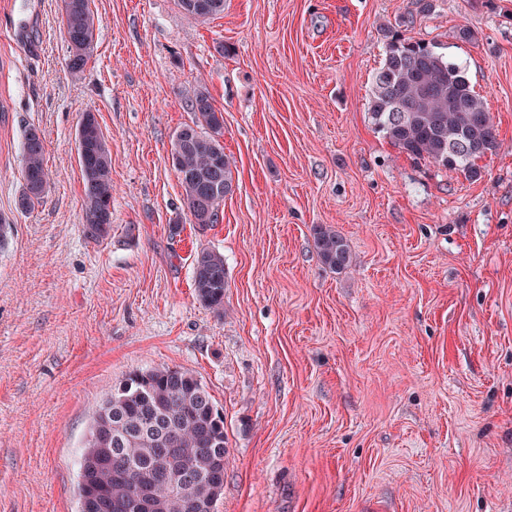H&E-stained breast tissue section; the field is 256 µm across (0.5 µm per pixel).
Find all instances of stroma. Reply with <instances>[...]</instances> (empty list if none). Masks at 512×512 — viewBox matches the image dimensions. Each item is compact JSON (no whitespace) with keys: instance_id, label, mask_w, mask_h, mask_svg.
<instances>
[{"instance_id":"35a3bbf8","label":"stroma","mask_w":512,"mask_h":512,"mask_svg":"<svg viewBox=\"0 0 512 512\" xmlns=\"http://www.w3.org/2000/svg\"><path fill=\"white\" fill-rule=\"evenodd\" d=\"M90 7L74 72L62 0H0V512H76L93 412L156 365L224 414L218 512H512V0H224L206 22L176 0ZM395 30L466 67L497 129L479 177L372 124ZM196 83L235 178L203 230L171 160ZM88 110L112 158L102 242L83 232ZM31 127L50 181L20 212ZM316 224L349 269L322 264ZM203 248L224 256L220 314L194 293ZM313 238L317 254L324 265L336 271L349 266V246L335 229L327 225H316L313 227Z\"/></svg>"}]
</instances>
